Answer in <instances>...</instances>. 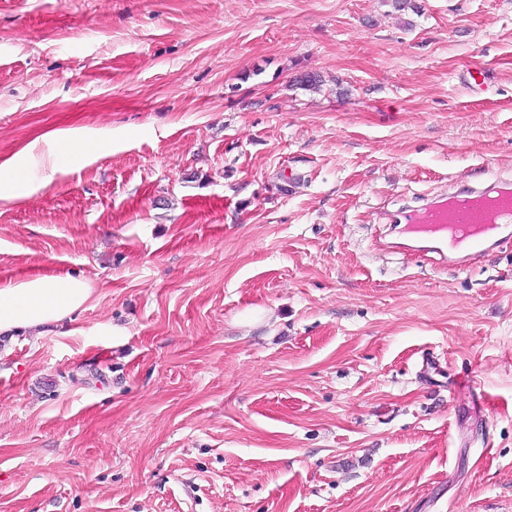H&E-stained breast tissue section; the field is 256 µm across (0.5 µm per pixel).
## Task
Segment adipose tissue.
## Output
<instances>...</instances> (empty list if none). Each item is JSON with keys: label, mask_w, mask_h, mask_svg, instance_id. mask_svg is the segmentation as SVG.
Listing matches in <instances>:
<instances>
[{"label": "adipose tissue", "mask_w": 512, "mask_h": 512, "mask_svg": "<svg viewBox=\"0 0 512 512\" xmlns=\"http://www.w3.org/2000/svg\"><path fill=\"white\" fill-rule=\"evenodd\" d=\"M91 297L87 280L38 276L0 288V335L37 336L79 310Z\"/></svg>", "instance_id": "adipose-tissue-1"}]
</instances>
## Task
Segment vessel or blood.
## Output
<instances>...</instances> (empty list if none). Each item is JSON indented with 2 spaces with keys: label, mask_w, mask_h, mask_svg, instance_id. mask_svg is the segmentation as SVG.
I'll list each match as a JSON object with an SVG mask.
<instances>
[{
  "label": "vessel or blood",
  "mask_w": 512,
  "mask_h": 512,
  "mask_svg": "<svg viewBox=\"0 0 512 512\" xmlns=\"http://www.w3.org/2000/svg\"><path fill=\"white\" fill-rule=\"evenodd\" d=\"M447 200L456 203L455 216L443 212L438 200L403 211L401 232L412 250L434 255L442 266L462 268L512 241V182L472 185Z\"/></svg>",
  "instance_id": "obj_1"
}]
</instances>
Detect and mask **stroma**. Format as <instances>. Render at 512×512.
I'll return each mask as SVG.
<instances>
[{
  "mask_svg": "<svg viewBox=\"0 0 512 512\" xmlns=\"http://www.w3.org/2000/svg\"><path fill=\"white\" fill-rule=\"evenodd\" d=\"M13 161L0 287L93 293L0 339V512H512V243L379 247L512 175V0H0ZM102 144V140L86 139L83 133H69L65 136L64 140L60 142L59 157L66 163L72 165L77 164L80 163L89 152L99 149ZM27 180L25 167L19 165L2 166L0 170V200H11L22 196Z\"/></svg>",
  "mask_w": 512,
  "mask_h": 512,
  "instance_id": "1",
  "label": "stroma"
}]
</instances>
